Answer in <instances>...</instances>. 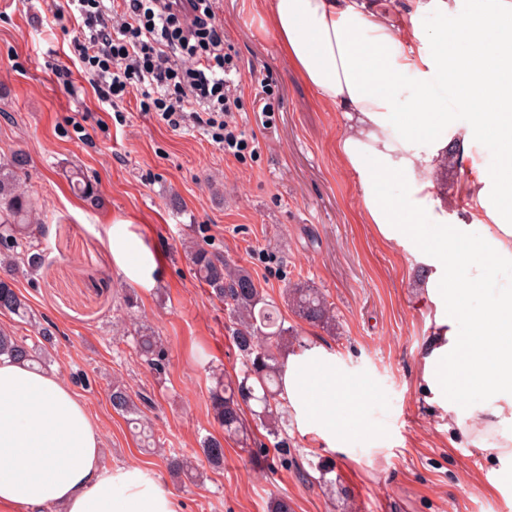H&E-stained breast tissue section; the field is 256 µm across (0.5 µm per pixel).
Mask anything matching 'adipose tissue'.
Returning a JSON list of instances; mask_svg holds the SVG:
<instances>
[{
    "instance_id": "obj_1",
    "label": "adipose tissue",
    "mask_w": 512,
    "mask_h": 512,
    "mask_svg": "<svg viewBox=\"0 0 512 512\" xmlns=\"http://www.w3.org/2000/svg\"><path fill=\"white\" fill-rule=\"evenodd\" d=\"M417 9L436 16L434 32L370 0H269L267 13L282 55L342 114L337 152L358 178L365 223L423 271L417 300L433 312L421 352L426 401L470 445H494L512 463V0H474L466 14L453 0ZM408 75L417 90L403 105ZM447 87L461 91L463 111L449 108ZM488 135L498 162L470 172L449 215L437 192L443 162L464 163ZM389 181L401 196L385 191ZM132 226L113 219L112 261L149 290L160 265ZM282 386L298 425L331 441L337 408L359 405L321 347L288 356ZM464 395L473 402L462 421ZM100 448L97 425L57 375L0 359V512H176L142 469L103 468Z\"/></svg>"
}]
</instances>
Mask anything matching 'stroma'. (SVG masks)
I'll return each instance as SVG.
<instances>
[{"instance_id":"stroma-1","label":"stroma","mask_w":512,"mask_h":512,"mask_svg":"<svg viewBox=\"0 0 512 512\" xmlns=\"http://www.w3.org/2000/svg\"><path fill=\"white\" fill-rule=\"evenodd\" d=\"M49 0H0V161L21 152L17 177L47 226L43 264L16 286L37 321L55 326L41 344L30 324L0 314V328L38 344L47 371L86 404L102 438L103 465L144 470L178 503V512H268L287 497L293 512H512L494 448H473L449 431L419 385L417 356L431 327L416 305L418 267L381 241L362 216L358 180L336 156L342 116L322 106L282 58L267 24L265 0H218L242 77L239 123L250 149L224 155L202 130H172L140 109L139 93L119 107L85 86L71 96L52 65L69 62L61 32L41 19ZM264 92L269 116L256 112ZM81 169L97 202L75 195L67 180ZM159 255L162 278L136 289L134 311L166 342L169 363L155 377L123 334V292L130 283L113 266L107 229L114 218ZM204 237L248 270L306 347L322 346L351 391L358 413L336 412V442L315 430L288 428V458L268 461L225 437L210 404L213 373L239 375L223 304L195 277L183 243ZM320 289L336 312L328 331L283 304L293 285ZM122 382L152 399L142 414L157 451H144L133 427L112 409ZM224 441V466L204 483L173 481L165 454ZM333 469L325 487L314 468Z\"/></svg>"}]
</instances>
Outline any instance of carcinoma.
Wrapping results in <instances>:
<instances>
[{
    "instance_id": "cac0c4a2",
    "label": "carcinoma",
    "mask_w": 512,
    "mask_h": 512,
    "mask_svg": "<svg viewBox=\"0 0 512 512\" xmlns=\"http://www.w3.org/2000/svg\"><path fill=\"white\" fill-rule=\"evenodd\" d=\"M26 165L22 153L7 162H0V269L6 273L22 266L34 270L41 264V254L34 251L32 238L45 234L37 208L16 179V171ZM73 190L88 198L95 195L93 184L81 171L72 173ZM196 278L225 305L231 322L232 342L242 357L243 369L236 379H216L210 401L214 419L227 436L241 443L249 439L242 406H247L255 423L273 438L278 452L288 448L286 399L282 396L283 353L302 346L297 331L285 325L276 303L266 297L252 275L234 261L207 249L195 241L188 251ZM284 299L294 314L309 324L333 329L336 314L327 298L316 288L295 286L285 288ZM0 313L19 318L29 317L28 305L17 291L13 279L0 276ZM133 332L132 345L136 355L157 374L166 371L167 354L160 335L128 313ZM36 349L25 340L0 331V356L22 363L36 362ZM112 409L120 415H132L138 423L141 413L132 396L121 384L112 386ZM202 454L212 469L224 465V444L210 437L204 440ZM169 473L192 480L202 476L199 463L181 454L166 458Z\"/></svg>"
}]
</instances>
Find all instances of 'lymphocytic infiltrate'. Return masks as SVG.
I'll return each mask as SVG.
<instances>
[{"label":"lymphocytic infiltrate","instance_id":"obj_1","mask_svg":"<svg viewBox=\"0 0 512 512\" xmlns=\"http://www.w3.org/2000/svg\"><path fill=\"white\" fill-rule=\"evenodd\" d=\"M44 21L70 34L72 60L100 101L136 91L142 111L170 128H199L228 156L247 148L215 0H56Z\"/></svg>","mask_w":512,"mask_h":512}]
</instances>
